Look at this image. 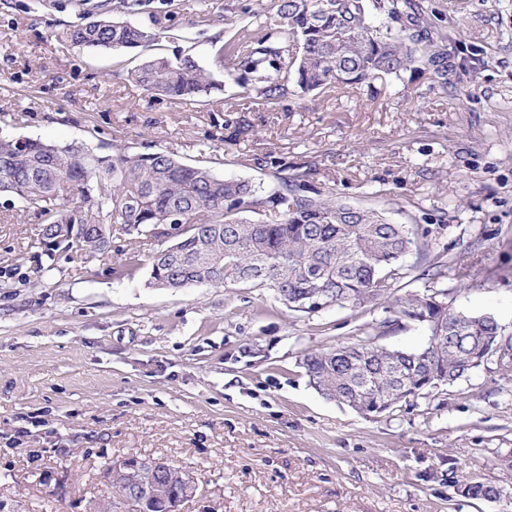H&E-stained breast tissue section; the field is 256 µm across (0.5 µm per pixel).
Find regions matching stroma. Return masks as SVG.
I'll return each mask as SVG.
<instances>
[{
    "mask_svg": "<svg viewBox=\"0 0 512 512\" xmlns=\"http://www.w3.org/2000/svg\"><path fill=\"white\" fill-rule=\"evenodd\" d=\"M99 0L0 7V134L112 153L162 147L268 187L265 153L317 167L342 200L425 233L404 263L465 267L439 279L454 309L493 316L512 341V0H432L457 73L332 87L268 104L217 70L245 12L270 0H171L128 15L164 29L159 53L192 52L219 90L148 98L125 72L144 49L93 52L59 34ZM40 219L0 196V502L6 512H86L107 464L164 460L199 485L180 512H512V373L496 357L411 405L365 418L323 397L306 353L387 319L288 309L265 288L152 287L166 237L112 227L108 253L39 244ZM139 251L140 264L127 259ZM480 480L505 495L472 500Z\"/></svg>",
    "mask_w": 512,
    "mask_h": 512,
    "instance_id": "stroma-1",
    "label": "stroma"
}]
</instances>
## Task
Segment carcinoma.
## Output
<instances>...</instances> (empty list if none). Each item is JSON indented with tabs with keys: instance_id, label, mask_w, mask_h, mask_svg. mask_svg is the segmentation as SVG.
Segmentation results:
<instances>
[{
	"instance_id": "cac0c4a2",
	"label": "carcinoma",
	"mask_w": 512,
	"mask_h": 512,
	"mask_svg": "<svg viewBox=\"0 0 512 512\" xmlns=\"http://www.w3.org/2000/svg\"><path fill=\"white\" fill-rule=\"evenodd\" d=\"M431 0H273L265 20L250 28L216 63L227 79L268 103L338 84L361 87L406 71L430 75L447 89L453 70L448 35L437 26ZM390 22L377 25L375 14ZM163 31H148L112 15L101 4L90 20L61 38L93 51L149 47ZM129 81L152 95L192 100L219 86L213 73L186 53L174 60L152 54L127 71ZM274 183L257 189L226 179L205 164L189 165L167 149L138 153L127 146L102 155L85 143L65 145L0 136V194L13 196L41 218L39 244L94 257L112 246V225L156 238L175 225L177 259L153 254L150 281L176 289L206 279L226 288H267L294 311L312 285L327 291L329 305L356 309L388 299L394 319L383 326L415 323L429 332L425 346L390 349L383 332L307 354L303 368L315 388L348 407L393 402L398 408L451 386L483 363L494 349L501 368L512 370V346L499 345V325L489 315L458 314L437 304L442 290L409 291L405 256L421 248L407 224L331 198L308 177L311 166L288 175V163L266 156ZM112 472V500L128 489L120 464ZM498 487L471 486L466 497L488 500Z\"/></svg>"
}]
</instances>
